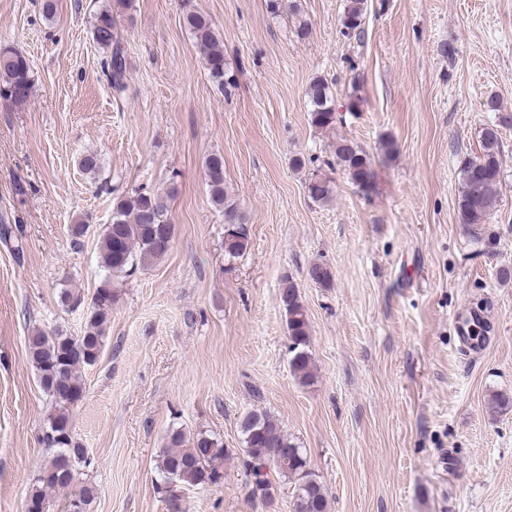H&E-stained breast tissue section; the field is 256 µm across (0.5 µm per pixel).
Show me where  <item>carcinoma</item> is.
<instances>
[{"label": "carcinoma", "instance_id": "obj_1", "mask_svg": "<svg viewBox=\"0 0 512 512\" xmlns=\"http://www.w3.org/2000/svg\"><path fill=\"white\" fill-rule=\"evenodd\" d=\"M366 0H348L341 16V27L347 35H360L364 30ZM185 24L205 53L207 70L212 82L224 88V50L212 20L198 11L185 14ZM94 38L98 44L112 49L103 62L105 75L112 89H125L127 61L122 51L116 20L105 9L95 18ZM32 72L26 56L13 47L0 48V92L5 99L24 103L32 91ZM311 124L321 130L336 123V100L328 83L317 77L305 90ZM336 166L347 175L359 191L368 193L374 184L375 172L369 156L353 141L340 138L334 147ZM501 138L497 126L483 129L481 152L476 156L459 158L461 192L458 201L459 222L474 233L485 248L494 245L491 235H482L498 203L501 184ZM205 180L215 208L224 216L226 253L231 258L244 255L250 248L248 225L242 222L238 205L229 193L224 177V157L210 155L205 162ZM307 194L315 203H327L334 195L333 180L325 175L311 174L306 183ZM174 227L170 221L168 197L152 190H138L134 195L116 199L112 207V223L105 225L99 241L101 266L106 271L87 313L86 330L81 336L64 331L51 333L35 329L27 336L29 357L37 371L38 383L52 402V411L44 423L42 440L51 454L33 476L26 503L37 512H48L51 494L73 487L78 466L88 463L85 449L76 440L71 424V409L82 400L84 386L80 370L94 364L100 356L106 325L115 301L112 279L131 275L160 260L169 251ZM308 278L327 286L330 269L314 263L307 269ZM280 301L286 313L290 340V370L301 384L313 379L312 358L309 352L310 324L298 289L293 283L282 289ZM512 406V398L492 393L486 400V410L494 416ZM247 466L254 477L252 494L263 498L272 496V484L265 478L268 467L275 468L293 485V512H330L326 488L309 466L307 454L283 432L265 411H251L241 421ZM224 445L213 436L199 432L190 437L173 428L167 436L157 460L163 477L161 490L168 494V512H179L178 484L198 486L218 484L224 476ZM94 488L84 485L71 493L66 508L78 501L77 512H87Z\"/></svg>", "mask_w": 512, "mask_h": 512}]
</instances>
